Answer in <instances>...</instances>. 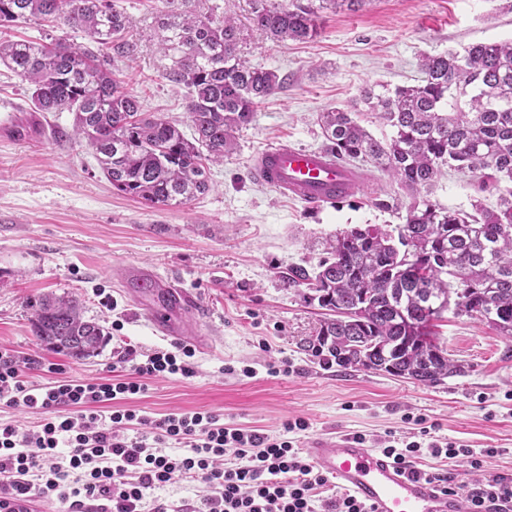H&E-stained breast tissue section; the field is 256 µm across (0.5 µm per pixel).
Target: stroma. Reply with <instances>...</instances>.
I'll list each match as a JSON object with an SVG mask.
<instances>
[{"mask_svg":"<svg viewBox=\"0 0 512 512\" xmlns=\"http://www.w3.org/2000/svg\"><path fill=\"white\" fill-rule=\"evenodd\" d=\"M137 39L134 57L116 59L138 95L142 112L176 122L186 137L194 130L186 90L166 74L170 57L158 49L164 19L161 0H118ZM197 13L221 19L236 13L242 53L274 70L286 86L269 98L236 135L235 151L209 166L210 189L187 204L151 206L115 190L95 155L72 135L74 115L41 116L40 135L18 141L0 135V348L41 360L29 382L53 381L47 365L64 377L104 381L127 377L116 368L127 352L170 349L138 319L119 288L115 268L139 264L174 278L198 302L189 327L205 326L213 351L195 353L191 377L150 380L148 391L130 400L153 416L209 411L225 423L285 433L302 418L300 448L330 435L385 433L432 436L473 448L481 468L457 460L459 480L512 474V341L487 323L446 314L437 343L464 366L463 374L428 386L378 371L325 366L307 346L321 317L286 280L290 267L316 265L325 241L354 226L403 224L411 198L388 175L367 162L355 197L308 209L256 178L252 160L264 147L286 143L321 148L320 112L349 109L363 92L419 83L420 59L464 46L512 39V0H365L358 11L323 13L311 42H275L249 23L250 0H196ZM29 86L0 66V121L33 112ZM455 210L474 202L492 207L496 195L477 191L470 176L452 171L430 191ZM387 208H379V201ZM73 296L85 320L107 333L98 355L76 360L43 347L31 318L45 295ZM288 360L289 373L274 372ZM208 491L203 481L174 479L148 490L155 502L185 512Z\"/></svg>","mask_w":512,"mask_h":512,"instance_id":"stroma-1","label":"stroma"}]
</instances>
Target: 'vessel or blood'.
I'll list each match as a JSON object with an SVG mask.
<instances>
[{"label": "vessel or blood", "mask_w": 512, "mask_h": 512, "mask_svg": "<svg viewBox=\"0 0 512 512\" xmlns=\"http://www.w3.org/2000/svg\"><path fill=\"white\" fill-rule=\"evenodd\" d=\"M253 170L262 183L311 208L347 199L362 183L360 172L322 149L271 146L257 153ZM118 275L139 316L155 333L174 343L212 350L207 337L183 324L193 303L186 289L134 264L120 268ZM307 453L322 473L367 503L372 512H470L464 498L443 492L436 483L408 476L391 459L360 440L318 438Z\"/></svg>", "instance_id": "1"}]
</instances>
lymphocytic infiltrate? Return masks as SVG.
I'll use <instances>...</instances> for the list:
<instances>
[{
    "instance_id": "obj_1",
    "label": "lymphocytic infiltrate",
    "mask_w": 512,
    "mask_h": 512,
    "mask_svg": "<svg viewBox=\"0 0 512 512\" xmlns=\"http://www.w3.org/2000/svg\"><path fill=\"white\" fill-rule=\"evenodd\" d=\"M186 346L160 350L133 363L131 377L106 382L60 379L44 385L25 380L40 360L0 350V403L47 413L40 430L23 432L0 425V512H30L31 503L56 498L82 512H143L148 489L173 476L202 479L210 488L190 512H370L350 494L331 491L292 436L306 430L304 419L288 423L287 437L221 423L210 412L150 417L122 408L145 393L149 379L192 376ZM112 405L110 416L98 408ZM182 455L165 453L166 444ZM382 452L409 474L460 495L470 512H512V477L492 474L460 484L454 472L418 467L423 454L448 460L473 459L465 446L442 441H399L386 435Z\"/></svg>"
}]
</instances>
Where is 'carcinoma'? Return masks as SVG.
<instances>
[{"mask_svg":"<svg viewBox=\"0 0 512 512\" xmlns=\"http://www.w3.org/2000/svg\"><path fill=\"white\" fill-rule=\"evenodd\" d=\"M364 0H251L249 22L272 40L309 42L319 36L320 10ZM191 0H162L172 53L168 77L188 90L195 130L140 110L138 96L111 69L137 42L116 0H0V27L20 20L79 30L109 48L99 55L68 42L0 40V64L31 85L37 112H72L76 134L92 149L117 191L152 206L184 204L208 189L205 162L234 149L265 99L284 81L241 56L234 17H202ZM420 83L368 89L367 111L391 134L373 136L341 109L323 112L326 149L343 161H367L413 196L404 224L339 231L315 268L288 269V284L305 285L303 301L334 317L319 323L309 345L347 368L379 371L435 385L464 372L437 344L435 323L454 300L453 314L478 319L512 340V40L476 43L463 51L426 55ZM467 173L477 190L498 193L496 208L453 210L425 194L448 171ZM32 326L48 348L74 358L99 353L104 329L81 316L75 298L44 296Z\"/></svg>","mask_w":512,"mask_h":512,"instance_id":"cac0c4a2","label":"carcinoma"}]
</instances>
